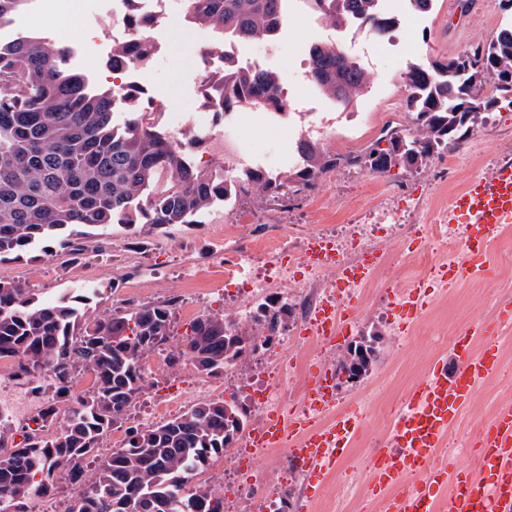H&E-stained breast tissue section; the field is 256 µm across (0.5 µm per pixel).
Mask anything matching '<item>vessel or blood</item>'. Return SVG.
Returning <instances> with one entry per match:
<instances>
[{
	"instance_id": "vessel-or-blood-1",
	"label": "vessel or blood",
	"mask_w": 512,
	"mask_h": 512,
	"mask_svg": "<svg viewBox=\"0 0 512 512\" xmlns=\"http://www.w3.org/2000/svg\"><path fill=\"white\" fill-rule=\"evenodd\" d=\"M446 222L463 227L467 251L464 265L451 264L442 272L456 279L484 267L494 230L512 224V165L498 166L476 177L451 197ZM381 253L347 261L322 238L309 237L301 256L309 267L336 271V296L321 304L305 328L306 335L325 343L345 339L351 332L353 304L360 285L371 276ZM400 315L417 317L424 308L419 289H403L395 303ZM453 352L455 370L435 365L429 377L410 395L392 434L393 446L379 449L372 468L373 489L386 493V512H512V405L500 408L479 437L482 467L456 481L446 491L445 469L437 463L450 426L477 385L497 369L494 349L475 352L470 335L459 336ZM335 376L319 366L307 374L306 415L287 410L267 414L250 431L251 448H283L318 484L357 435L355 413L337 406Z\"/></svg>"
}]
</instances>
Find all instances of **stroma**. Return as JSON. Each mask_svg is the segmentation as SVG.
<instances>
[{
    "label": "stroma",
    "mask_w": 512,
    "mask_h": 512,
    "mask_svg": "<svg viewBox=\"0 0 512 512\" xmlns=\"http://www.w3.org/2000/svg\"><path fill=\"white\" fill-rule=\"evenodd\" d=\"M512 19L503 0H473L467 16L459 14V0H437L434 10L419 24L402 21L397 29L400 49L369 38L364 58L373 71V81L352 111L336 109L310 86L303 61L307 48L322 42L323 33L311 31L299 19L289 20L286 35L274 48L254 52L261 67L278 72L299 94L297 114L269 129L260 111L239 112L230 117L214 115L202 106L200 47L211 44L214 35L186 24L170 22L163 47L145 70L149 98L165 106L164 129L173 135L208 126L232 128L245 152L259 155L274 166H285L296 151L298 134L307 130L305 112H314L324 124V147L345 158L361 154L374 143L389 123L408 124L405 83L402 73L413 59L450 57L490 38ZM512 158V103L501 101L484 125L475 129L460 146L433 160L419 171L402 168L376 176L366 169L339 166L324 176L317 188L292 197L287 206L261 204L242 197L229 207H215L198 223L166 234L148 224L121 228L103 238V249L63 261L37 251L21 259L0 262V276L26 284L38 299L53 301L63 293L83 287L98 289L93 300L99 312L128 303H189L201 313H228L243 297L237 288L225 285L224 268L234 264L251 245L255 225L270 224L295 241L337 231L354 237L358 250L381 251L384 260L356 302L353 339L375 338L380 352L372 372L358 383L337 392L340 405L351 408L361 427L349 450L337 459L335 468L320 483L313 498H306L308 477L297 470L286 449L272 451L270 459L258 460L260 478L235 476L225 483L224 498L236 512H247L249 503L264 498L283 512H298L308 502L309 512H383L381 501L369 483L376 450L392 435L391 413L399 409L410 392L425 379L435 364L454 367L449 337L478 326L475 348L494 342L498 348L497 375L476 388L461 417L450 427L439 462L448 472H476V446L481 430L495 410L512 404V320L500 312L512 304V226L495 230L483 271L447 283L438 277L440 266L461 261L464 248L447 253L411 232L396 233L395 223L427 227L438 213L446 211L449 198L474 176L495 169ZM303 269H295V288L288 291L293 312L288 319L287 347L272 345L268 356L289 353L298 361L294 377L284 394L285 406L303 402L306 394L305 362L333 368L338 347L318 348L304 333L297 307L305 294ZM421 285L426 307L415 319H402L394 306V287ZM168 388L146 389L129 423L140 426L164 391L173 394L191 390L199 372L189 362L170 370Z\"/></svg>",
    "instance_id": "obj_1"
}]
</instances>
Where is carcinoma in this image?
Instances as JSON below:
<instances>
[{
  "label": "carcinoma",
  "instance_id": "carcinoma-1",
  "mask_svg": "<svg viewBox=\"0 0 512 512\" xmlns=\"http://www.w3.org/2000/svg\"><path fill=\"white\" fill-rule=\"evenodd\" d=\"M376 0H309L311 10L332 29L347 13L359 15L370 35L383 38L397 19L375 8ZM27 0H0V24ZM281 0H182L185 22L215 33L213 47L237 38L271 43L281 24ZM133 38L112 47V67L152 59V20L135 13ZM69 49L43 37L17 33L0 42V260L18 258L52 242L67 256L89 251L77 227L105 230L152 224L171 233L224 201L251 196L282 206L313 191L340 158L320 139L304 134L299 161L272 174L248 165L226 178L219 170L186 164L184 148L197 143L164 133L143 104V89L124 92L127 117L112 112L115 91L91 86L88 76L67 64ZM309 80L343 110L372 81L361 62L333 42L309 49ZM405 108L410 123L386 125L377 141L347 162L382 176L395 167L423 169L452 151L486 121L502 99H512V20L492 39L451 58L408 63ZM203 105L221 115L245 106L290 115L275 74L258 65L224 66L206 72ZM481 112H471V107ZM99 291L39 301L26 285L0 277V360L9 358L34 378L51 373L52 400L16 429L0 417V512H25L27 504L55 495V473L80 481L84 464L96 463L95 478L71 500L66 512H224V496L195 482L209 461L233 447L249 428L252 409L239 391L193 404L177 417L147 429L125 428L120 448L99 454L114 429L146 389L143 362L168 343L172 302L118 307L106 314L89 308ZM288 302L269 297L247 317L205 314L190 324L168 362L189 360L208 377L238 367L280 334ZM361 340L336 357V371L365 375L376 359ZM93 377L82 395L72 394L81 373ZM65 403V426L51 430L57 406ZM22 432L23 441L15 440Z\"/></svg>",
  "mask_w": 512,
  "mask_h": 512
}]
</instances>
